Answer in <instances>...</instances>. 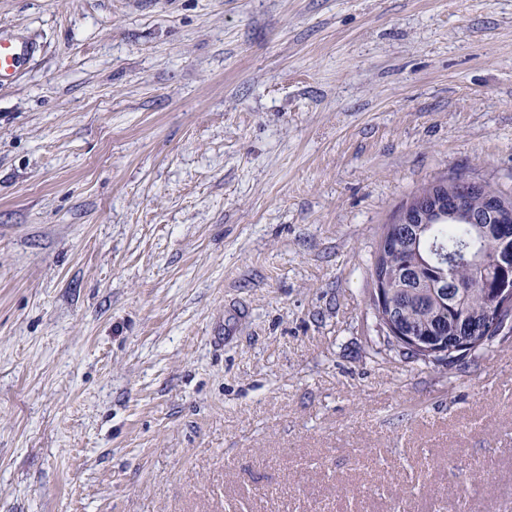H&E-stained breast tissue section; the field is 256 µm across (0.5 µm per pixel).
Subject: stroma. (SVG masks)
Here are the masks:
<instances>
[{
	"label": "stroma",
	"mask_w": 512,
	"mask_h": 512,
	"mask_svg": "<svg viewBox=\"0 0 512 512\" xmlns=\"http://www.w3.org/2000/svg\"><path fill=\"white\" fill-rule=\"evenodd\" d=\"M0 512H512V319L371 297L421 188L512 197V0H0ZM39 51L32 41L0 40V85L12 82L22 65Z\"/></svg>",
	"instance_id": "35a3bbf8"
}]
</instances>
